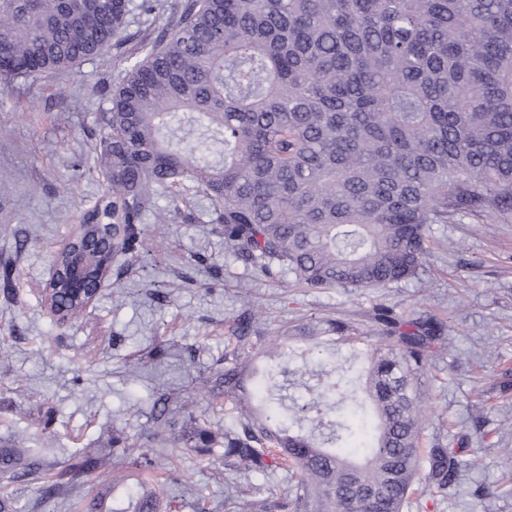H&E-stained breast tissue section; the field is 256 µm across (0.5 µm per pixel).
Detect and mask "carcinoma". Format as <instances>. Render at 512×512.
Segmentation results:
<instances>
[{
	"mask_svg": "<svg viewBox=\"0 0 512 512\" xmlns=\"http://www.w3.org/2000/svg\"><path fill=\"white\" fill-rule=\"evenodd\" d=\"M131 0H0V79L63 72L127 41ZM124 69L96 144L108 191L72 232L82 251H149L142 224L162 192L191 184L214 204L212 223L242 259L281 268L306 288L353 291L419 278L429 227L471 212H512V0H183L174 24L140 46ZM200 131L210 156L172 145ZM112 225V245L100 226ZM58 302L75 319L82 302L58 277ZM373 332L322 318L266 335L261 315L238 319L224 371L198 391L224 396L237 417L214 431L166 418L185 398L168 388L157 420L202 451L220 443L240 476L292 467L296 492L234 502V512H402L421 491L459 477L457 452L424 448L422 377L448 326L381 306ZM352 344L320 367L311 400L288 421L264 405L263 378L308 373L311 343ZM163 452L112 438L41 487L49 501L75 474L100 471L104 493L86 512H174L160 482L131 481L119 465L157 469ZM5 485L44 478V461L0 449Z\"/></svg>",
	"mask_w": 512,
	"mask_h": 512,
	"instance_id": "1",
	"label": "carcinoma"
}]
</instances>
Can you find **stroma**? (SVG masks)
<instances>
[{
  "label": "stroma",
  "mask_w": 512,
  "mask_h": 512,
  "mask_svg": "<svg viewBox=\"0 0 512 512\" xmlns=\"http://www.w3.org/2000/svg\"><path fill=\"white\" fill-rule=\"evenodd\" d=\"M124 56L88 59L36 80L0 83V260L15 261L17 301L0 300V448H37L60 471L73 456L112 445L113 430L153 439L156 383L192 393L196 380L224 368L231 330L246 305L266 327L336 317L369 324L377 305L447 321L452 344L427 368L425 440L458 448L460 477L447 493L410 512H512V221L477 212L431 225L421 279L350 292L296 285L287 270L266 274L238 258L211 222L208 198L181 189L161 211L188 219L148 221L153 247L108 281L84 316L57 324L40 290L53 256L106 189L95 145L112 89L140 41L175 20L182 0H132ZM28 244L16 249V232ZM180 482L179 512H227L243 490L258 498L292 495L283 470L239 479L224 450L196 452L168 442ZM80 475L51 505L37 484L19 485L18 512H71L77 493L97 486ZM486 487L498 496L483 495Z\"/></svg>",
  "instance_id": "1"
}]
</instances>
